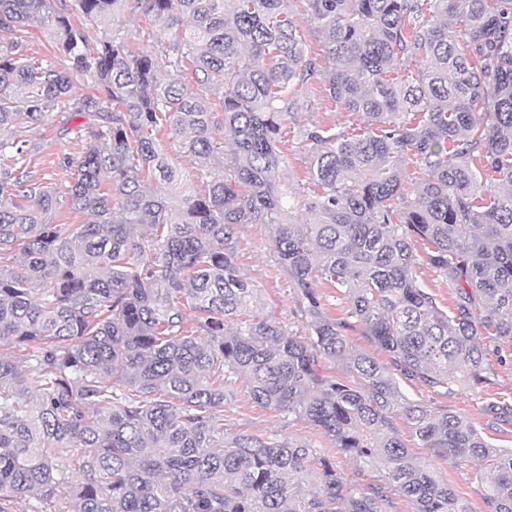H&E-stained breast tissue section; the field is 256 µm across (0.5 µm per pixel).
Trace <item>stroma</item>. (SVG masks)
<instances>
[{
	"label": "stroma",
	"mask_w": 512,
	"mask_h": 512,
	"mask_svg": "<svg viewBox=\"0 0 512 512\" xmlns=\"http://www.w3.org/2000/svg\"><path fill=\"white\" fill-rule=\"evenodd\" d=\"M63 118L60 112L47 113L36 126L26 128L22 134L32 148L29 169L36 178H47L56 186H63L71 179L69 170L60 167V160L78 162L82 143L75 134L61 133ZM239 245L237 265L241 273L255 286L254 306L258 312L273 316L284 329L299 334L305 327L301 320L292 279L286 270L274 267L272 262V234L262 224H246L238 229ZM405 396L434 407H445L465 416L482 432L487 440L499 443L500 436L486 427L488 416L484 410L486 395L512 396V364L495 366L492 383L485 393H476L470 388L455 387L452 394L437 395L410 385H403ZM224 423L233 432L265 435L307 444L331 460L348 476L358 477L362 484L376 482L381 474L379 468L371 467L340 453L321 431L305 423H289L281 412L252 402L244 389H237L229 405L224 409ZM403 439L418 461L432 469L447 481L470 512H489L481 484L475 477L474 465H459L448 459L430 455L419 441L404 433Z\"/></svg>",
	"instance_id": "stroma-1"
}]
</instances>
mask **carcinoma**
<instances>
[{
	"mask_svg": "<svg viewBox=\"0 0 512 512\" xmlns=\"http://www.w3.org/2000/svg\"><path fill=\"white\" fill-rule=\"evenodd\" d=\"M293 2L0 0V512H388L394 495L468 512L402 424L476 463L490 512H512V448L400 390L477 391L489 356L507 363L512 0H302L300 20ZM127 10L147 28L115 29ZM34 27L56 62L27 53ZM74 76L89 89L77 98ZM315 80L359 123L299 128L290 186L283 122ZM55 110L86 119L67 186L83 224L54 223L57 188L28 171L17 135ZM162 130L204 193L183 187ZM299 211L313 222L291 223ZM242 224L272 227L306 335L254 309ZM420 245L453 288L446 310L416 276ZM322 284L348 299L345 317L327 314ZM352 331L386 360L353 349ZM240 384L383 482L224 429ZM485 411L512 435V400Z\"/></svg>",
	"mask_w": 512,
	"mask_h": 512,
	"instance_id": "carcinoma-1",
	"label": "carcinoma"
}]
</instances>
